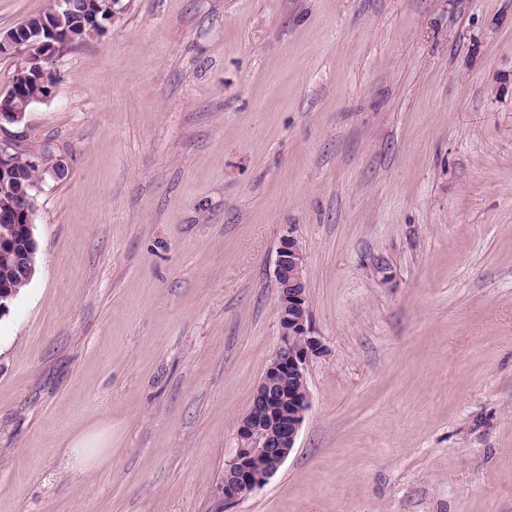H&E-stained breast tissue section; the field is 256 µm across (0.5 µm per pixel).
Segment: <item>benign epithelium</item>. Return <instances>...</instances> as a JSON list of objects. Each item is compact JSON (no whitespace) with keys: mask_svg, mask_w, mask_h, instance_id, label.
<instances>
[{"mask_svg":"<svg viewBox=\"0 0 512 512\" xmlns=\"http://www.w3.org/2000/svg\"><path fill=\"white\" fill-rule=\"evenodd\" d=\"M114 0H101L99 12L81 17L93 36L103 32L112 19ZM70 38L67 29L44 21L36 41L20 37L16 30L0 32V53L21 56L17 73L28 69H53L57 49ZM31 99L16 95L10 112L0 111V128L24 121ZM15 154L0 145V184L13 186L16 205L5 220L15 225L29 242L35 241L33 215L42 183L23 181L15 169ZM305 254L291 236L280 240L275 261L279 286V343L265 368L251 408L237 428V449L224 469L216 495L235 501L264 486L295 448L299 429L310 407L307 383L309 357L322 350L319 338L310 334V308L304 279Z\"/></svg>","mask_w":512,"mask_h":512,"instance_id":"1","label":"benign epithelium"}]
</instances>
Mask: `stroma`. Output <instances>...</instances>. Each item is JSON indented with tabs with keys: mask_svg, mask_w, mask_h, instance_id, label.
<instances>
[{
	"mask_svg": "<svg viewBox=\"0 0 512 512\" xmlns=\"http://www.w3.org/2000/svg\"><path fill=\"white\" fill-rule=\"evenodd\" d=\"M54 67L0 512H512V0H116ZM288 234L311 406L227 503ZM111 440H106L101 435H81L75 437L67 448L69 472L72 474L81 473L83 468L90 464L95 455L90 454L87 448H111ZM104 445V446H103Z\"/></svg>",
	"mask_w": 512,
	"mask_h": 512,
	"instance_id": "1",
	"label": "stroma"
}]
</instances>
